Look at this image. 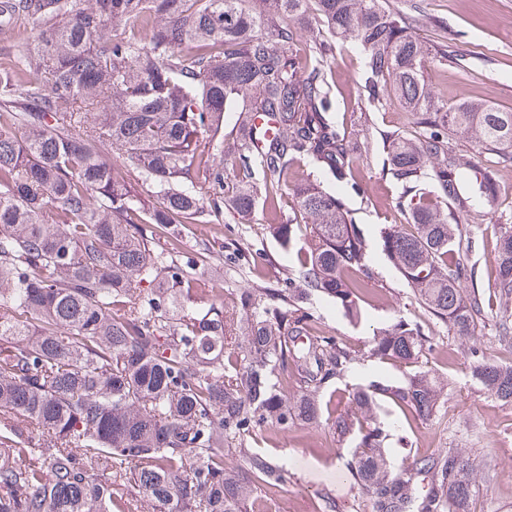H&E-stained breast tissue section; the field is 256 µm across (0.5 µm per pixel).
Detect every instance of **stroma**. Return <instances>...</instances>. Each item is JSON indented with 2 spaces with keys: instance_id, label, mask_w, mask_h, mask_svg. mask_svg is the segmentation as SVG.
Masks as SVG:
<instances>
[{
  "instance_id": "35a3bbf8",
  "label": "stroma",
  "mask_w": 512,
  "mask_h": 512,
  "mask_svg": "<svg viewBox=\"0 0 512 512\" xmlns=\"http://www.w3.org/2000/svg\"><path fill=\"white\" fill-rule=\"evenodd\" d=\"M385 2L405 15L429 43L447 46L448 60H429L424 71L438 103L468 98L512 111V0ZM326 74L334 97L333 116L345 130L358 165L362 190L345 195L344 203L366 240L371 279L361 303V320H352L340 303L321 295L306 303L324 335L343 338L361 355L343 379L320 392L323 409L331 411L339 392L357 385L404 383L406 368L368 357L367 352L382 329L401 320L420 324L432 349L418 367L443 376L450 386L434 417L423 423L408 422L394 406L378 403L375 415L390 426V459L400 468L444 448L466 449L483 474L473 512H512V404L496 400L472 381L468 355L477 345L491 361L512 359L493 340L502 309L486 310L472 337L463 339L418 302L385 255L380 237L381 228L398 218L394 205L401 193L385 170L382 139L413 129L415 117L391 101L376 109L366 107L362 54L353 44L338 46ZM495 173V200L459 217L463 234L472 242L464 256L472 271L471 286L485 295L496 288V243L502 233L512 231V159L496 164ZM300 221V214L290 207L275 213L259 204L243 221L228 215L220 224H170L162 234L180 239L177 266L192 270L231 314L239 310L242 294H251L254 303L264 305L269 292L287 287V256L270 227ZM246 445L288 471L287 482L267 512H332V503L337 506L333 512H372L349 472L352 443L339 441L328 419H297L277 435L258 428Z\"/></svg>"
}]
</instances>
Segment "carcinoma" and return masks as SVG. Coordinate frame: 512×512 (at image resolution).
<instances>
[{
    "label": "carcinoma",
    "mask_w": 512,
    "mask_h": 512,
    "mask_svg": "<svg viewBox=\"0 0 512 512\" xmlns=\"http://www.w3.org/2000/svg\"><path fill=\"white\" fill-rule=\"evenodd\" d=\"M6 2L39 32L17 65L0 64V512H134L114 496L117 482L156 512H262L288 480L245 437L260 424L282 431L319 419L317 393L357 360L290 298L322 294L357 317L366 292L365 238L343 198L310 180L291 190L306 159L341 189L360 190L325 79L340 40L363 53L367 106L393 97L417 115L415 133L383 140L404 220L384 228L383 251L431 315L471 335L484 298L462 288L471 274L458 219L496 192L492 166L471 177L449 134L512 156V112L464 98L436 105L423 66L448 50L384 0H259L254 9L245 0ZM313 18L329 37L302 57L298 33ZM110 27L123 36H108ZM230 114L228 171L221 132ZM268 116L266 135L256 122ZM119 164L135 180L116 173ZM194 183L212 196L193 193ZM287 195L305 224L271 230L291 254L292 288L260 311L243 295L245 316L232 323L143 228L222 224L226 204L243 217L259 199L277 210ZM304 229L310 239L296 249ZM494 263L500 295H512L511 231ZM494 339L512 348V320H499ZM426 347L420 328L401 321L373 338L370 355L411 367ZM470 357L472 380L512 404V363L491 362L477 346ZM290 380L307 392L286 398ZM444 389L429 372L354 387L331 417L338 437H355L351 471L372 512H471L479 480L462 449L394 470L385 423L373 415L384 399L428 421ZM226 446L247 468L224 467Z\"/></svg>",
    "instance_id": "obj_1"
}]
</instances>
